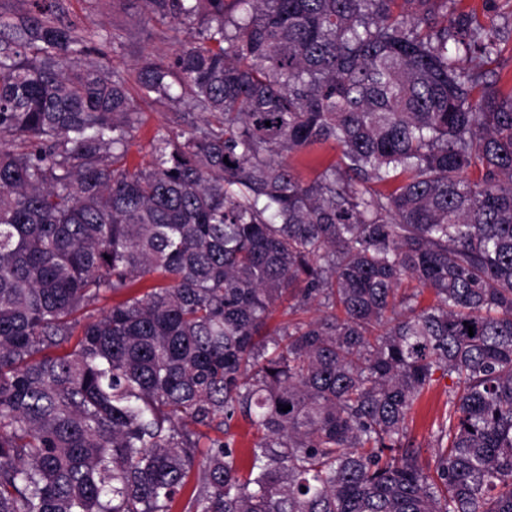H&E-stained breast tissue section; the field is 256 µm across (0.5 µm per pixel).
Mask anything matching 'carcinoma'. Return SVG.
Returning a JSON list of instances; mask_svg holds the SVG:
<instances>
[{
    "label": "carcinoma",
    "mask_w": 512,
    "mask_h": 512,
    "mask_svg": "<svg viewBox=\"0 0 512 512\" xmlns=\"http://www.w3.org/2000/svg\"><path fill=\"white\" fill-rule=\"evenodd\" d=\"M142 2L199 25L136 71L196 119L134 170L95 35L61 0L0 12V512H512V91L459 64L503 29L448 0ZM285 299L322 315L272 328ZM438 371L430 468L408 418ZM339 151L334 144H316L305 152L288 158L295 175L304 183L313 180L322 166L335 162Z\"/></svg>",
    "instance_id": "cac0c4a2"
}]
</instances>
